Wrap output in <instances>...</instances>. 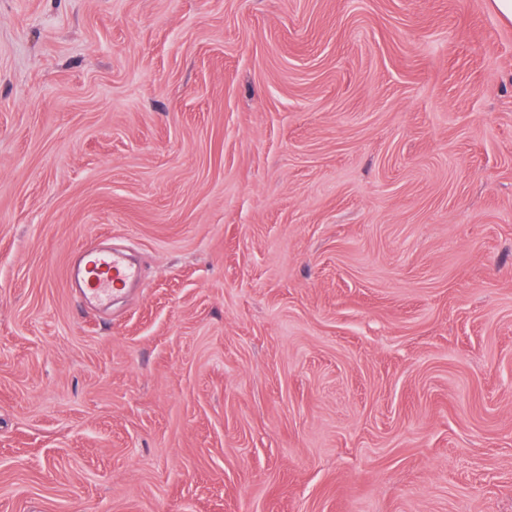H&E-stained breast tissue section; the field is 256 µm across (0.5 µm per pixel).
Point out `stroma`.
Masks as SVG:
<instances>
[{
  "label": "stroma",
  "instance_id": "stroma-1",
  "mask_svg": "<svg viewBox=\"0 0 512 512\" xmlns=\"http://www.w3.org/2000/svg\"><path fill=\"white\" fill-rule=\"evenodd\" d=\"M0 512H512L492 0H0ZM80 296L99 308L110 302L117 285H125L137 276L136 270L118 251L103 250L90 244L79 253L76 270Z\"/></svg>",
  "mask_w": 512,
  "mask_h": 512
}]
</instances>
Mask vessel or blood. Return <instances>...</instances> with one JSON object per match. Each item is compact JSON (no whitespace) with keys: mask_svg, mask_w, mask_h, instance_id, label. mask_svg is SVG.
<instances>
[{"mask_svg":"<svg viewBox=\"0 0 512 512\" xmlns=\"http://www.w3.org/2000/svg\"><path fill=\"white\" fill-rule=\"evenodd\" d=\"M136 275L121 252L90 244L79 253L76 276L80 296L97 307L107 306L116 286L127 284Z\"/></svg>","mask_w":512,"mask_h":512,"instance_id":"1","label":"vessel or blood"}]
</instances>
